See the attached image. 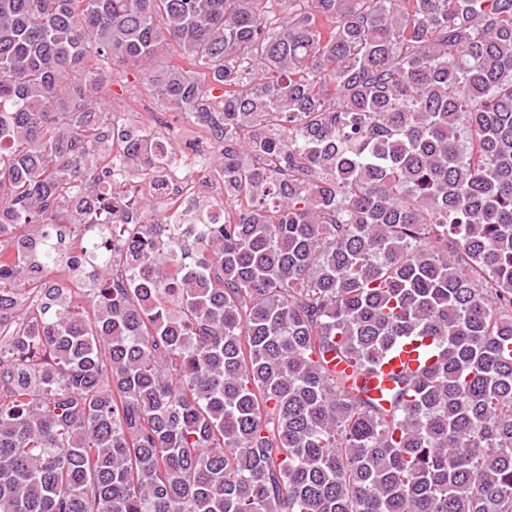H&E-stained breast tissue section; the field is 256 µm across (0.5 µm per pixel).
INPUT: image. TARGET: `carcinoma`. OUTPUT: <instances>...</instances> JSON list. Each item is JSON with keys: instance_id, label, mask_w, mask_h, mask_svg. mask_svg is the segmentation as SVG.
<instances>
[{"instance_id": "1", "label": "carcinoma", "mask_w": 512, "mask_h": 512, "mask_svg": "<svg viewBox=\"0 0 512 512\" xmlns=\"http://www.w3.org/2000/svg\"><path fill=\"white\" fill-rule=\"evenodd\" d=\"M0 512H512V0H0ZM122 82L119 84H115L113 86V90L116 94V102H122V104H135L138 105L141 101L148 99L153 102L155 106L153 111H150L149 121L151 124H158L164 126H173L177 125L174 122V113L172 112H163L160 113L155 105V100L152 93L149 91L148 87L143 84L140 80H138L134 75L128 74L122 78ZM146 105H140L138 112H128L125 106H116L115 111L112 113V122L119 123H127L129 122V118L131 116L137 115L138 120L148 129L150 133H156L157 129L153 128L150 123L145 122V116L148 115L149 112L146 111ZM155 108L157 112L155 111ZM136 113V114H132ZM200 174L201 171H199V169H178L171 172L169 179L177 193L176 195L172 196H181L188 190L209 192V190L212 189V185L210 183L204 182L199 177ZM415 344H406L402 347L398 354L391 357L381 368L384 374V382L390 373H416L423 369L422 362L419 360V352L415 350ZM382 383L385 386V383Z\"/></svg>"}]
</instances>
